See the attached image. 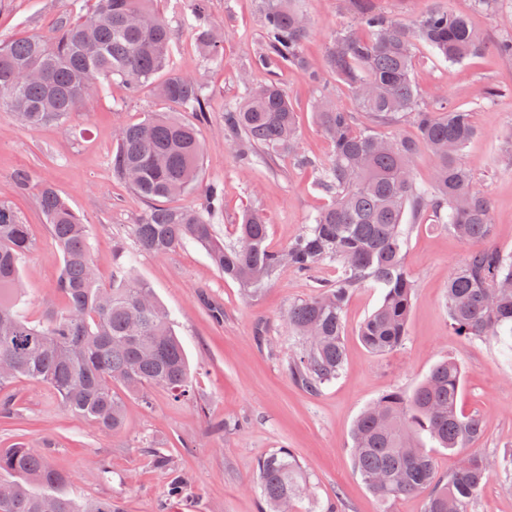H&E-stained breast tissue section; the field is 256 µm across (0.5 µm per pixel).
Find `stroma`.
Wrapping results in <instances>:
<instances>
[{
    "instance_id": "obj_1",
    "label": "stroma",
    "mask_w": 512,
    "mask_h": 512,
    "mask_svg": "<svg viewBox=\"0 0 512 512\" xmlns=\"http://www.w3.org/2000/svg\"><path fill=\"white\" fill-rule=\"evenodd\" d=\"M264 0H203L202 8L220 28L223 58L200 53L185 17L190 0H159L157 8L172 31L177 72L201 81L210 101L209 120L199 125L203 152L200 179L224 185V209L211 216L218 236L234 238L243 212L261 211L269 224L270 247L282 249L301 234L311 213L329 200L314 187L318 167L331 161L310 104L329 96L365 123L352 93L335 78L314 85L290 68H264ZM376 8L404 24L426 11L448 7L465 15L485 38L482 54L461 64L437 59L420 49L414 76L422 102L445 100L471 110L479 134L465 149L476 187L492 202L494 244L512 253V58L495 45L512 36V0L494 9L474 0H374ZM310 18L305 53L311 66L324 65L325 48L336 30L351 23L343 0H301ZM66 17L63 0H0V43L36 33L56 34ZM253 83L277 81L298 112L297 155H264L250 166L239 162L224 137V107L241 101V74ZM159 98L153 84L129 93L120 80L104 83L94 98L61 122L29 129L13 112L0 110V198L8 200L30 224L35 248L21 268L17 308L36 321L61 309L56 282L62 254L51 240L38 205V188L50 184L90 226L89 243L103 287L112 284L116 258L129 259L133 273L150 284L157 301L170 312L189 362L192 398L177 402L162 388L147 397L127 396L126 428L109 434L65 411L45 385L21 379L7 388L14 419L0 417V449L22 442L47 443L50 466L68 477L62 491L87 498L121 501L128 512H264L257 487L258 462L285 448L299 462L313 494L299 499L295 512H422L421 497L380 502L363 484L350 454L351 430L360 411L382 392L411 391L438 362L452 357L462 366L458 409L480 415L484 433L473 453L484 458L492 477L471 512H512V475L498 470L512 450V356L492 340L455 334L448 325V279L470 247L441 224H416L409 230L404 262L415 283L413 307L403 345L377 356L360 342L357 331L380 301L378 289H354L344 310L347 362L337 380L315 394L289 376L288 356L300 342L287 321L289 307L314 295L319 283L336 278L326 262L305 276L285 273L260 292L249 293L224 278L206 251L189 242L165 255L137 250L132 226L149 209L111 169L117 129L149 112H177ZM179 112V111H178ZM27 170L29 189L17 191L16 170ZM224 309L213 323L210 306ZM223 423L215 431L214 423ZM159 450L185 474L189 497L167 500L166 477L154 468L151 450ZM108 472H101V465Z\"/></svg>"
}]
</instances>
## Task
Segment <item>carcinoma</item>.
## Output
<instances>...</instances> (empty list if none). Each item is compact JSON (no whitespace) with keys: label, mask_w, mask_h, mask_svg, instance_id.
I'll return each mask as SVG.
<instances>
[{"label":"carcinoma","mask_w":512,"mask_h":512,"mask_svg":"<svg viewBox=\"0 0 512 512\" xmlns=\"http://www.w3.org/2000/svg\"><path fill=\"white\" fill-rule=\"evenodd\" d=\"M345 8L354 26L331 38L327 70L352 92L372 125L395 126L407 117L415 134L359 129L353 113L317 100L313 112L331 142L332 162L318 169L315 188L330 201L285 249L266 245L268 223L256 211L243 216L235 240L217 237L208 214L224 205L219 182L202 188V211L159 203L197 186L202 147L193 125L150 112L118 130L112 151V173L151 202L132 229L140 250L164 255L194 242L219 271L253 292L282 272L309 275L326 260L336 263V283L288 309V325L305 346L288 358L287 370L313 393L344 367L343 313L353 289L382 291L359 327L363 345L377 355L402 345L414 293L402 255L407 213L415 224H443L460 240L482 244L448 280V323L460 336L489 337L512 350V255L494 246L491 200L475 187L464 160L477 135L472 113L444 101L421 104L413 77L419 43L458 64L481 54L485 42L466 16L449 9L429 10L407 26L377 10L373 0H346ZM187 23L202 50L221 58L222 38L201 8H192ZM263 30L262 64L300 70L313 84L323 81L304 52L309 20L298 0H265ZM159 74L165 75L157 84L160 96L206 122L205 88L174 69L170 28L154 0H97L93 11L62 22L51 39L33 34L0 45V108L37 128L62 119L114 78L135 92ZM224 134L247 165L259 150L293 154L294 107L277 84L247 83L244 102L224 107ZM424 150L434 179L419 184L414 166ZM39 206L62 253L57 288L65 306L37 322L17 310L21 263L34 243L29 225L0 200V392L19 378L37 381L65 411L112 433L125 425L119 388L144 397L162 387L177 400L189 398L184 350L152 288L120 261L112 287H101L91 274L88 225L50 186L41 190ZM461 377L459 362L445 359L412 391H386L356 418L351 456L380 500L422 493V512H470L491 473L482 457L463 453L479 440L483 423L458 410ZM429 446L461 454L445 481L436 479ZM153 462L167 476V496L186 497L188 482L170 458L155 451ZM1 473L13 480H0V512H127L113 499L78 504L57 492L66 477L48 465L42 446L0 451ZM258 486L269 512H292L308 492L300 466L283 448L260 461Z\"/></svg>","instance_id":"obj_1"}]
</instances>
